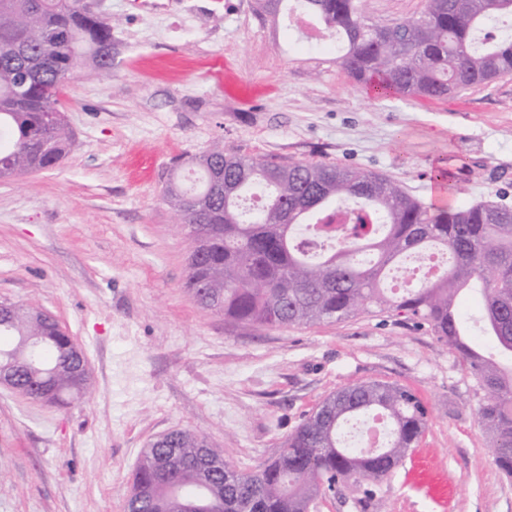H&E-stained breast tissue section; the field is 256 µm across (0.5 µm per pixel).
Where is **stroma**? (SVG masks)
Segmentation results:
<instances>
[{"mask_svg": "<svg viewBox=\"0 0 512 512\" xmlns=\"http://www.w3.org/2000/svg\"><path fill=\"white\" fill-rule=\"evenodd\" d=\"M97 0L112 72L66 86L74 134L54 168L0 180V302L50 312L90 386L65 404L0 387V512H125L141 454L184 428L249 472L330 393L383 381L428 408L416 448L376 487L349 482L311 512H512L480 400L424 326L364 311L342 322L238 325L186 288L191 248L163 199L213 144L247 157L385 174L427 206H512V76L448 97L373 93L256 0Z\"/></svg>", "mask_w": 512, "mask_h": 512, "instance_id": "1", "label": "stroma"}]
</instances>
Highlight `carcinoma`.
<instances>
[{
	"instance_id": "1",
	"label": "carcinoma",
	"mask_w": 512,
	"mask_h": 512,
	"mask_svg": "<svg viewBox=\"0 0 512 512\" xmlns=\"http://www.w3.org/2000/svg\"><path fill=\"white\" fill-rule=\"evenodd\" d=\"M273 19L293 8L339 38V67L382 95L445 99L512 75V0H425L418 17L364 22L363 0H257ZM112 24L83 0H0V179L56 166L73 139L60 101L84 69L112 73ZM197 183L171 182L165 201L181 216L192 249L187 287L200 307L259 327L344 321L376 309L418 320L457 353L482 393L478 422L497 468L512 477V207L492 201L431 209L394 180L324 162L281 165L215 146L192 159ZM265 202L247 209L254 191ZM441 253L447 268L416 282L408 259ZM404 268L403 290L389 287ZM482 282V331L492 347L470 346L459 312L471 281ZM43 337L37 365L53 402L85 392L70 361L68 333L45 313L0 304V353L19 361L22 337ZM381 416L383 447L346 441L347 429ZM427 409L409 388L385 382L329 394L283 450L254 473L187 429L144 451L127 497L131 512H309L321 493L350 480L378 482L416 447Z\"/></svg>"
}]
</instances>
